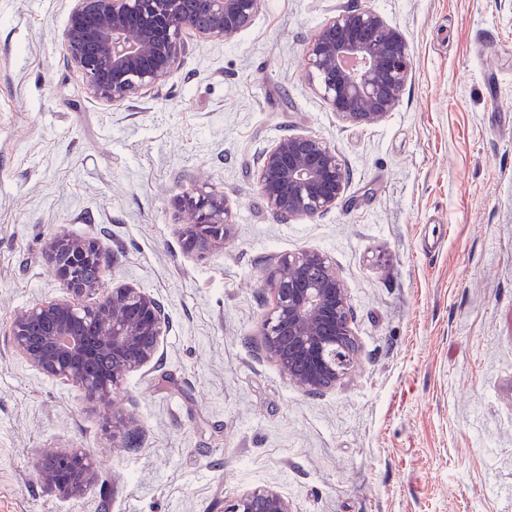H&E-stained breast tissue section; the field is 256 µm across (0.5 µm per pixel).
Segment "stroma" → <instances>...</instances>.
Wrapping results in <instances>:
<instances>
[{"instance_id": "1", "label": "stroma", "mask_w": 512, "mask_h": 512, "mask_svg": "<svg viewBox=\"0 0 512 512\" xmlns=\"http://www.w3.org/2000/svg\"><path fill=\"white\" fill-rule=\"evenodd\" d=\"M71 0H0V512H224L272 488L296 512H512V0H264L229 42L187 34L157 91L90 93L62 32ZM382 14L413 74L376 125L311 88L308 39L338 8ZM334 144L332 211L288 223L254 180L284 134ZM232 206L223 245L188 251L178 198ZM116 257L168 314L154 366L111 399L138 425L113 448L104 408L8 342L20 310L62 297L56 234ZM328 255L350 294L357 367L303 393L268 360L262 290L283 255ZM77 448L103 485L64 498L44 452Z\"/></svg>"}]
</instances>
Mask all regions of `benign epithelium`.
Segmentation results:
<instances>
[{"mask_svg":"<svg viewBox=\"0 0 512 512\" xmlns=\"http://www.w3.org/2000/svg\"><path fill=\"white\" fill-rule=\"evenodd\" d=\"M263 0H74L63 30L67 58L89 90L114 104L162 85L187 53L183 33L194 31L231 41L259 12ZM308 80L329 109L349 124L381 123L400 100L413 61L403 33L375 11L342 9L329 17L306 47ZM348 171L328 141L307 135L279 137L260 156L256 183L271 212L283 221L336 208ZM194 221L182 236L192 250H205L229 233V202L197 187L179 200ZM66 296L18 312L9 331L13 351L49 378L64 379L91 400L107 403L111 388L155 359L169 321L163 305L134 286H119L88 306L72 301L98 290L84 277L93 263L109 261L100 241L56 234L45 244ZM272 308L262 325V348L289 380L308 395L341 383L356 363L348 289L330 258L320 251L281 257L266 282ZM106 358L112 376L87 372ZM128 424L112 414V438L128 448ZM36 474L66 497L84 495L99 474L76 449L42 455ZM224 512H295L273 489L247 491Z\"/></svg>","mask_w":512,"mask_h":512,"instance_id":"1","label":"benign epithelium"}]
</instances>
